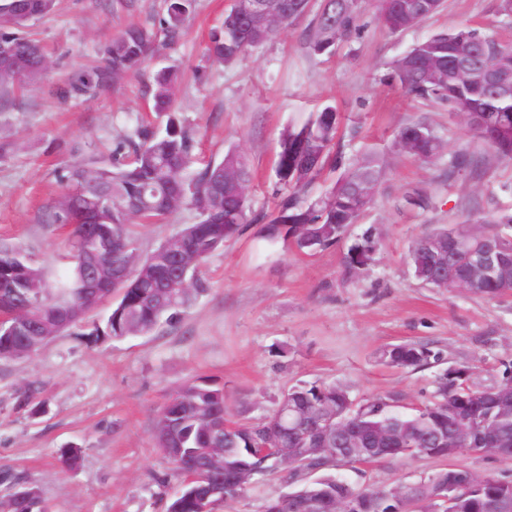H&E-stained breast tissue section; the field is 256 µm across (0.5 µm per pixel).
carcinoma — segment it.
<instances>
[{
  "label": "carcinoma",
  "instance_id": "obj_1",
  "mask_svg": "<svg viewBox=\"0 0 512 512\" xmlns=\"http://www.w3.org/2000/svg\"><path fill=\"white\" fill-rule=\"evenodd\" d=\"M242 2L230 4L222 22L210 33L207 53L219 64L234 63L311 10L310 0H268V18L248 31L239 18ZM380 2L382 23L393 34L417 26L442 7V0H437L431 14L418 15L407 8L409 0ZM54 3L55 0H0V57L26 62L21 71H0V93L34 84L41 78L48 58L25 28L32 20L48 14ZM194 7L195 0H164L159 27L129 25L121 29L104 46L102 63L71 81L65 96L91 98L140 67L160 38L168 42L175 39ZM359 30L357 0H320L309 24L308 48L314 55H331L339 43ZM470 43L477 54L468 59L460 57L461 46ZM388 78L415 99L447 105L448 112L461 118L468 130L484 142L487 163L512 162L511 42L483 27L454 25L422 38L395 58ZM177 84L172 71L156 72L152 110L170 115L164 130L141 128L136 139L128 140V146L116 148L114 156L81 161L71 168L67 185L48 215L52 224L72 226L71 266L59 287H48L41 268L19 247L0 243V311L12 321L32 315L46 323H56L64 331L104 298L114 296L117 301L107 316L89 332L92 342L98 343L148 335L161 321L172 322L203 291L196 268L191 273L193 283L187 288L179 287L164 250L184 249L195 256L200 266L211 253L236 237L246 222L247 211V197L240 189L250 182L251 173L245 158L228 150L220 160H211L196 174H188L192 167L190 138L171 117L177 111ZM337 129V112L326 105L315 116L288 127L282 134L276 177L287 195L261 230L267 242H288L297 251L311 255L337 244L347 226L356 223L373 203L375 196L367 197L363 190L367 186L379 188L388 174L387 163L375 152L344 163L342 153L336 149ZM394 147L425 162L438 159L443 152L441 140L422 123L402 127ZM461 170L481 173V161L466 148L448 159V177ZM327 171L339 172L337 180L322 193L312 194L314 184ZM182 209L195 211L198 221L186 225L180 234L166 239L148 256L140 257L129 225L157 223ZM91 222L106 229L109 243L88 233L87 224ZM449 230L472 245L485 236L512 237V211L438 227L420 235L409 252V264L414 276L427 285H434L437 268L424 242ZM373 249V241L368 239L353 245L346 255L347 267L355 270L368 264ZM133 257L139 259V267L125 280L111 286L85 285L91 265L124 262ZM510 291L511 284L486 278L478 282L474 294L493 299ZM44 344V339L30 335H0V358L11 357L17 346L34 353ZM379 359L387 366L414 370L438 363L442 356L426 345L399 344L381 350ZM469 379L468 370L444 371L438 377L434 400L409 413L393 408L383 398L358 402L341 384L294 385L283 395L299 407L331 406L348 415L346 436L358 437L365 448L373 447V436L387 435L385 450L380 452L383 460L407 457L409 448H430V456L445 458L447 440L459 417L476 427L484 448H497L512 440V414L502 419L498 406L476 403ZM226 412L224 390L197 381L184 384L165 406L156 422L155 438L181 478L192 470H204L205 454L214 447L217 434L224 437L223 448L228 453L255 446V455L249 462L256 473L276 470L273 460L261 453V447L267 444L269 425L277 412L257 423L235 424L231 428L224 427ZM177 448H193L197 454L185 459L176 454ZM332 469L334 465L327 457L314 455L303 469H291L289 478L297 482L312 470ZM326 479L316 485L304 483L300 489H325L344 497L366 493L372 512L394 509L395 495L387 489L364 490L333 475ZM0 484L8 485L14 494L22 485L34 489L10 469L0 471ZM242 494L243 489L229 475L209 473L198 483L197 496L171 499L167 512H201L203 501L212 512L218 504ZM490 504V488L486 486L471 483L458 491L457 512H490Z\"/></svg>",
  "mask_w": 512,
  "mask_h": 512
}]
</instances>
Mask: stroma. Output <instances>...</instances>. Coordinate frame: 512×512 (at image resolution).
Here are the masks:
<instances>
[{"mask_svg": "<svg viewBox=\"0 0 512 512\" xmlns=\"http://www.w3.org/2000/svg\"><path fill=\"white\" fill-rule=\"evenodd\" d=\"M227 4L196 0L180 36L158 42L143 69L96 98L65 102L60 88L98 63L100 46L127 24L157 25L163 0H135L132 10L118 13L112 0H56L53 12L28 27L51 57L49 70L26 89L0 96V143L8 146L0 159V241L22 248L52 286L66 272L70 240L68 227L49 223L50 206L72 164L109 155L137 129L155 126L157 68L171 67L179 77L178 116L196 166L233 147L252 170L247 222L203 263L205 289L178 320L150 336L97 345L83 322L28 357L0 358V469L21 472L50 512H166L182 480L155 443V423L190 380L224 389L233 420L255 423L283 390L306 382L346 385L359 400L390 397L405 411L431 401L443 370H471L479 388L501 384L512 370V296L490 300L426 286L408 261L425 231L460 223L478 209L511 211L512 164L492 166L480 180L465 172L449 176V154L464 143L480 154L484 145L446 106L413 100L385 78L395 57L455 24L512 38L498 21L497 0H444L440 12L400 34L379 21L377 0H358L361 33L339 44L335 56L309 52L302 19L223 67L206 47ZM326 104L339 115L345 157L376 152L390 174L339 244L304 255L265 242L260 228L284 194L275 174L282 132ZM415 122L443 140V157L422 163L396 153L399 129ZM415 188L426 191V208L406 205L405 194ZM196 220L185 209L131 230L146 255ZM367 235L376 243L370 264L348 272V249ZM404 343L431 347L443 361L415 370L379 362V350ZM27 389L41 404L38 413L16 405ZM70 446L81 454L66 467L59 455ZM449 467L512 481V460L467 451L380 461L341 475L359 487L391 488ZM293 487L282 472L258 476L215 512H265Z\"/></svg>", "mask_w": 512, "mask_h": 512, "instance_id": "obj_1", "label": "stroma"}]
</instances>
